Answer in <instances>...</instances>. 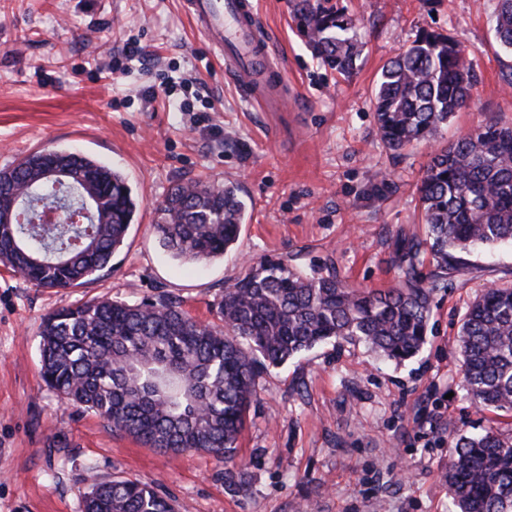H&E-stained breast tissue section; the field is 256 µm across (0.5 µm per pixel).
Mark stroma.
<instances>
[{"label": "stroma", "instance_id": "35a3bbf8", "mask_svg": "<svg viewBox=\"0 0 512 512\" xmlns=\"http://www.w3.org/2000/svg\"><path fill=\"white\" fill-rule=\"evenodd\" d=\"M295 2L256 0L288 94L267 112L239 92L182 0H0V168L40 148L76 149L119 171L140 202L111 269L83 287L40 288L0 267V512H84L85 493L112 479L146 485L178 512H449L443 475L459 435L512 436V412L466 399L457 342L476 297L512 288L507 244L462 254L465 272L433 292L428 343L414 358L396 364L330 341L259 378L237 448L240 487L226 482L223 459L145 447L41 380L42 321L71 304L166 293L215 324L225 282L281 256L308 272L333 261L360 288L394 286L395 239L425 236L415 185L431 148L384 147L374 89L419 29L449 31L477 75L442 139L490 115L512 124L497 0H337L364 43L348 79L305 45ZM130 43L140 48L131 59ZM191 180L236 183L248 207L234 247L201 264L174 259L154 227L167 189Z\"/></svg>", "mask_w": 512, "mask_h": 512}]
</instances>
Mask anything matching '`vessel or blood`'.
I'll list each match as a JSON object with an SVG mask.
<instances>
[{"label":"vessel or blood","mask_w":512,"mask_h":512,"mask_svg":"<svg viewBox=\"0 0 512 512\" xmlns=\"http://www.w3.org/2000/svg\"><path fill=\"white\" fill-rule=\"evenodd\" d=\"M187 13L226 70L246 95L277 108L284 88L268 34L254 13L253 0H184Z\"/></svg>","instance_id":"obj_1"}]
</instances>
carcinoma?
Wrapping results in <instances>:
<instances>
[{
    "label": "carcinoma",
    "instance_id": "obj_1",
    "mask_svg": "<svg viewBox=\"0 0 512 512\" xmlns=\"http://www.w3.org/2000/svg\"><path fill=\"white\" fill-rule=\"evenodd\" d=\"M295 21L322 64L350 77L361 52L354 20L330 0H297ZM495 38L512 54V0H497ZM476 85L472 60L444 30L423 29L381 69L374 101L384 145L398 152L432 139L465 108ZM70 174L38 179L43 151L0 170V264L53 289L84 285L123 246L139 203L122 175L86 155L56 151ZM426 238L396 242L400 284H347L334 263L309 275L288 258L262 260L224 286V326L193 319L166 293L137 304L102 300L57 309L41 330L40 376L79 411L164 454L204 451L226 463L258 379L271 367L331 339L363 343L396 362L427 343L434 288L463 271L456 253L512 244V127L489 117L438 145L416 189ZM88 207L83 223H34L47 208ZM247 206L237 185L173 184L156 206L155 228L174 257L203 262L238 241ZM432 257L428 278L417 271ZM460 374L477 406L512 412V288L493 287L460 325ZM452 512H512V437L492 430L458 438L445 475ZM85 512H174L149 487L98 483Z\"/></svg>",
    "mask_w": 512,
    "mask_h": 512
}]
</instances>
